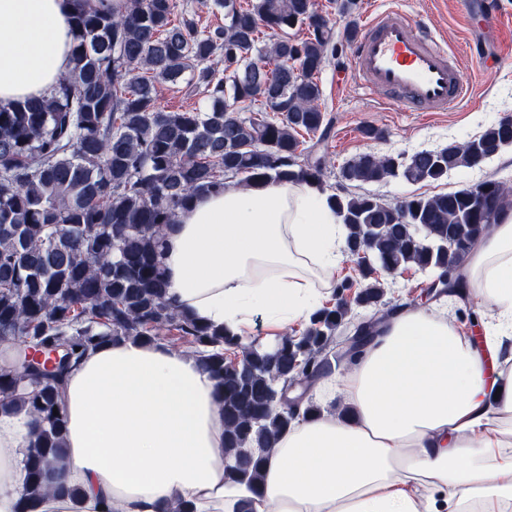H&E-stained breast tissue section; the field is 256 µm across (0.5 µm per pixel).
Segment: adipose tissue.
Segmentation results:
<instances>
[{"label":"adipose tissue","instance_id":"1","mask_svg":"<svg viewBox=\"0 0 512 512\" xmlns=\"http://www.w3.org/2000/svg\"><path fill=\"white\" fill-rule=\"evenodd\" d=\"M76 0H0V105L42 96L70 68ZM326 194L261 182L193 196L167 233L168 296L244 335L308 317L342 261ZM490 320L477 342L453 320L404 309L341 375L348 419L294 423L262 493L224 479V413L196 357L126 340L89 349L66 380V453L36 512H512V211L467 258ZM34 419L0 413V512H17ZM65 492H58V485ZM435 496L424 501L418 485Z\"/></svg>","mask_w":512,"mask_h":512}]
</instances>
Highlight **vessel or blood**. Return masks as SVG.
Here are the masks:
<instances>
[{"instance_id": "vessel-or-blood-1", "label": "vessel or blood", "mask_w": 512, "mask_h": 512, "mask_svg": "<svg viewBox=\"0 0 512 512\" xmlns=\"http://www.w3.org/2000/svg\"><path fill=\"white\" fill-rule=\"evenodd\" d=\"M350 68L365 89L404 112H450L471 95L459 56L397 9L360 27Z\"/></svg>"}]
</instances>
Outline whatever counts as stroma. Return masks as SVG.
<instances>
[{"label": "stroma", "instance_id": "35a3bbf8", "mask_svg": "<svg viewBox=\"0 0 512 512\" xmlns=\"http://www.w3.org/2000/svg\"><path fill=\"white\" fill-rule=\"evenodd\" d=\"M351 16L338 13L340 0H314L316 8L336 21V50L318 76L323 90L322 106L331 121L329 138L314 137L304 142L306 151L322 159L326 167L327 192H340V169L347 162L369 152L410 155L438 150L449 143H464L498 120L512 118V0H356ZM396 6L431 30L449 49L463 58V78L469 84L476 105H464L452 112H403L385 104L383 96L360 85L350 72L353 43L347 34L350 23H363L371 16ZM498 17L500 32L489 26ZM492 176L512 190V146L474 168L449 172L439 182L410 183L388 179L366 184L367 192L384 201L397 203L414 195H433L471 185ZM426 276L409 269L389 278L386 301L394 305L411 303L434 313H447L460 330L479 338L480 330L469 325V312L480 300H442L420 303L418 295Z\"/></svg>", "mask_w": 512, "mask_h": 512}]
</instances>
